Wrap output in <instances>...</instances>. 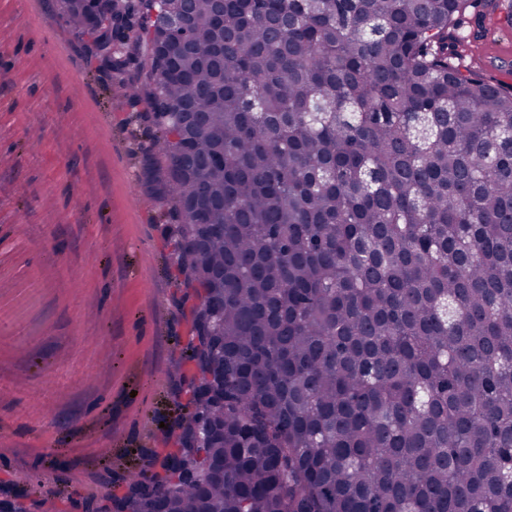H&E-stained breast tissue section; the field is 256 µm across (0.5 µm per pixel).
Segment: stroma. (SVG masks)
<instances>
[{
  "instance_id": "1",
  "label": "stroma",
  "mask_w": 512,
  "mask_h": 512,
  "mask_svg": "<svg viewBox=\"0 0 512 512\" xmlns=\"http://www.w3.org/2000/svg\"><path fill=\"white\" fill-rule=\"evenodd\" d=\"M465 16L463 62L512 85V27ZM138 24L113 29L117 71L61 0H0V502L27 512H106L176 450L197 377L170 245L182 218L130 94Z\"/></svg>"
}]
</instances>
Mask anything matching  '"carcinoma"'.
<instances>
[{
  "label": "carcinoma",
  "mask_w": 512,
  "mask_h": 512,
  "mask_svg": "<svg viewBox=\"0 0 512 512\" xmlns=\"http://www.w3.org/2000/svg\"><path fill=\"white\" fill-rule=\"evenodd\" d=\"M133 51L195 290L178 450L116 512H512V86L499 0H224ZM112 57L113 0H62ZM479 9L467 8L465 23L459 30L462 60L487 80L512 85V28L500 24L496 15H488L482 18V25L491 33L487 39L477 41L472 35L477 30Z\"/></svg>",
  "instance_id": "obj_1"
}]
</instances>
